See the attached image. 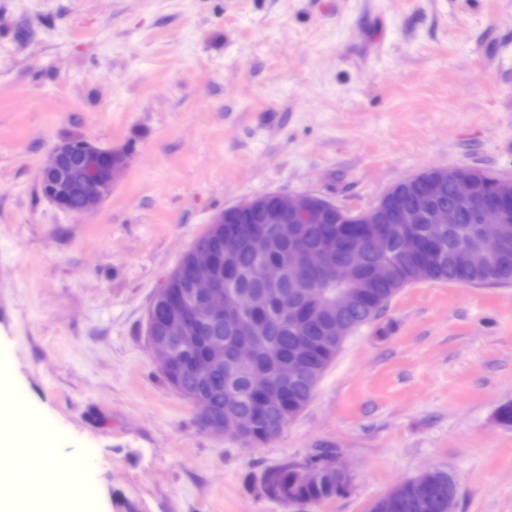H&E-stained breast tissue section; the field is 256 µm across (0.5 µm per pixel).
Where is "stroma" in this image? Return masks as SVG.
<instances>
[{
  "label": "stroma",
  "instance_id": "1",
  "mask_svg": "<svg viewBox=\"0 0 512 512\" xmlns=\"http://www.w3.org/2000/svg\"><path fill=\"white\" fill-rule=\"evenodd\" d=\"M129 148L101 208L39 190L61 137ZM512 180V0H0V391L53 426L55 507L367 512L433 467L456 512H512V284L425 281L352 332L265 445L201 429L145 333L154 293L211 216L269 193L367 209L436 166ZM0 413V512L34 476ZM325 449L352 472L318 505L265 498Z\"/></svg>",
  "mask_w": 512,
  "mask_h": 512
}]
</instances>
